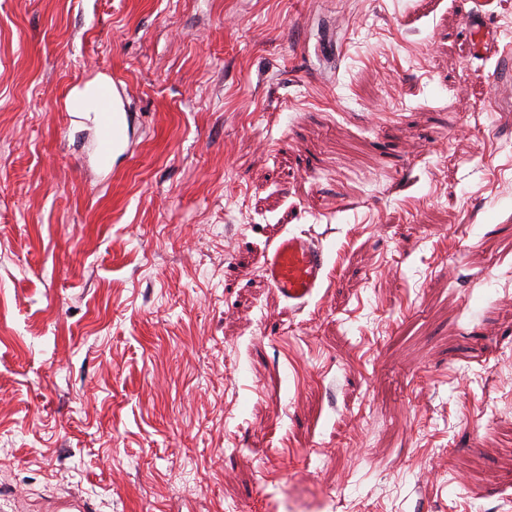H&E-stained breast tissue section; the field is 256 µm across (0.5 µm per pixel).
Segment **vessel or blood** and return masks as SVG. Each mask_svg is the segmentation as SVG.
<instances>
[{"label": "vessel or blood", "instance_id": "1", "mask_svg": "<svg viewBox=\"0 0 512 512\" xmlns=\"http://www.w3.org/2000/svg\"><path fill=\"white\" fill-rule=\"evenodd\" d=\"M465 30L475 54L491 52L495 35L481 15L468 14ZM87 108L93 125L90 154L97 168L106 173L114 157L129 151L128 129L133 115L127 112L115 81L98 83ZM261 268L267 282L284 301L301 306L323 284L327 272L326 254L312 237L288 234L263 256Z\"/></svg>", "mask_w": 512, "mask_h": 512}]
</instances>
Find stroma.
<instances>
[{
	"mask_svg": "<svg viewBox=\"0 0 512 512\" xmlns=\"http://www.w3.org/2000/svg\"><path fill=\"white\" fill-rule=\"evenodd\" d=\"M512 0H0V512H512ZM119 79L101 178L63 101ZM328 254L287 305L260 260ZM465 30L475 54H488L495 47V35L481 15L476 13L468 14ZM261 268L267 282L284 301L302 306L323 284L326 254L312 237L287 234L262 257Z\"/></svg>",
	"mask_w": 512,
	"mask_h": 512,
	"instance_id": "stroma-1",
	"label": "stroma"
}]
</instances>
